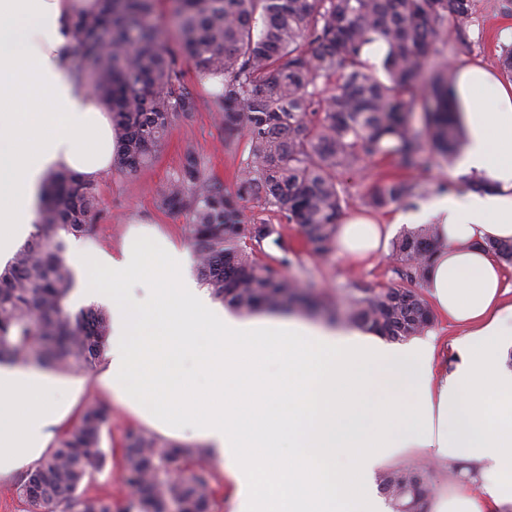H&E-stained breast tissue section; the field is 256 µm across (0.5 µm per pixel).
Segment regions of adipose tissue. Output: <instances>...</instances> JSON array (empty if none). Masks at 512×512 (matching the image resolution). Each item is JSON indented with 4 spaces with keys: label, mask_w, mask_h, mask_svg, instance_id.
Instances as JSON below:
<instances>
[{
    "label": "adipose tissue",
    "mask_w": 512,
    "mask_h": 512,
    "mask_svg": "<svg viewBox=\"0 0 512 512\" xmlns=\"http://www.w3.org/2000/svg\"><path fill=\"white\" fill-rule=\"evenodd\" d=\"M97 0H0V258L41 217L50 176L95 182L112 165V116L80 80L72 20ZM460 174L414 218L443 247L425 285L459 329L456 360L434 366V334L401 347L360 329L336 331L266 312L214 308L168 243L120 256L75 251L77 268L111 270V334L103 387L148 429L202 443L230 485L231 512H390L373 479L397 454L464 464L433 512L512 507V303L487 241H512V81L475 62L458 70ZM385 221L354 214L336 228L340 256L376 253ZM153 283L148 303L129 294ZM50 372L0 366V478L45 456L72 402Z\"/></svg>",
    "instance_id": "adipose-tissue-1"
}]
</instances>
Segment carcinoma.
Segmentation results:
<instances>
[{"label": "carcinoma", "mask_w": 512, "mask_h": 512, "mask_svg": "<svg viewBox=\"0 0 512 512\" xmlns=\"http://www.w3.org/2000/svg\"><path fill=\"white\" fill-rule=\"evenodd\" d=\"M155 0H98L73 20L76 73L112 110L118 144L112 167L132 172L161 147L171 119L196 106L176 55L151 23ZM474 0H173L183 47L202 75L224 76V131L245 130L248 157L236 193L205 176L186 156L162 195L167 209L189 212L199 247L198 273L211 296L242 315L259 310L307 309L314 296L285 274L295 249L276 225L248 217L253 198L284 212L307 248L326 258L335 249L336 224L348 205L341 175L363 157L394 156L405 169L423 164V138L443 156L461 147L450 104L454 73L437 65L425 95L424 129L413 125L415 91L448 23L466 27ZM386 44L384 77L362 58ZM339 76L328 96L318 81ZM417 185L394 178L375 187L373 209L411 205ZM99 209L93 184L53 174L44 192L43 222L0 269V365L89 371L103 360L110 319L94 305L69 308L76 285L65 236L94 229ZM281 255L268 262L264 242ZM437 228H406L391 244L400 282L355 286L345 323L393 342L423 334L432 313L414 285L442 248ZM111 416L89 402L55 439L49 453L21 477L29 512H210L214 474L202 453L130 430L125 436L122 483L132 500L88 496L84 482L103 470V435ZM393 512H423L433 493L430 472L397 465L378 476Z\"/></svg>", "instance_id": "cac0c4a2"}]
</instances>
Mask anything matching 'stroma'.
I'll return each mask as SVG.
<instances>
[{
	"mask_svg": "<svg viewBox=\"0 0 512 512\" xmlns=\"http://www.w3.org/2000/svg\"><path fill=\"white\" fill-rule=\"evenodd\" d=\"M475 14L471 24L463 31H449L438 43L439 61L458 65L467 61H478L489 67H498V56L502 46L512 45V17L502 13L501 0H475ZM156 15L165 31L169 47L177 52V65L184 84L197 100V109L191 116H174L164 142L155 159L146 167L133 173L110 170L94 186L99 197V214L93 231L81 237H68V249L80 248L90 252L119 254L130 244V231L135 227L153 230L178 249L196 255L197 247L191 235L189 215L184 211H171L160 205L161 193L168 180L182 167L186 153H195L201 161L205 174L213 182L223 185L225 192L235 193L241 170L248 156L244 139L226 144L224 135V102L197 72L192 61L181 51V35L170 12L168 0H158ZM428 161L421 169L408 171L401 168L395 159L364 158L359 171L347 181L350 210L360 209L363 199L377 185L395 178L407 177L418 182L422 196L437 193L439 186L451 189L469 187V177L458 174L455 162L436 152H428ZM272 223L277 224L283 239L297 253L294 264L288 269V277L294 279L299 288L319 295L326 311L310 316L312 324L327 321L329 316L342 319L347 315L346 295L353 284L378 288L394 282L396 263L389 250H382L373 261L356 265L346 258L330 255L318 257L306 248L296 225L287 223L277 213L271 214ZM99 371L66 374L70 384L83 387L82 401H98L108 405L111 412V431L105 434L103 446L110 462L94 479L86 484L85 492L93 496L111 494L121 500L128 491L121 482L123 455L127 430L134 426L124 410L113 402L99 382Z\"/></svg>",
	"mask_w": 512,
	"mask_h": 512,
	"instance_id": "35a3bbf8",
	"label": "stroma"
}]
</instances>
